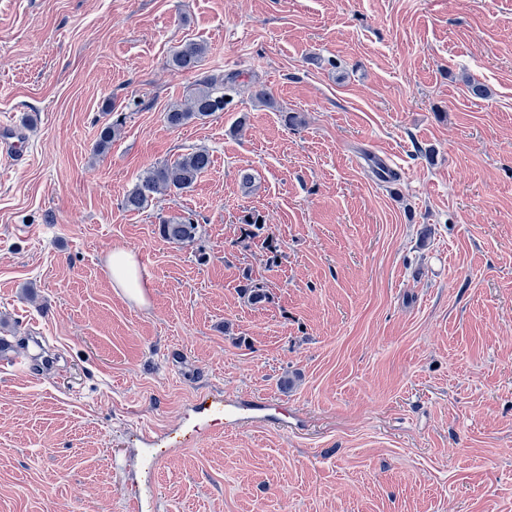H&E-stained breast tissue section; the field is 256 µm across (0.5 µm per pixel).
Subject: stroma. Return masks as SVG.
I'll return each mask as SVG.
<instances>
[{"label": "stroma", "instance_id": "35a3bbf8", "mask_svg": "<svg viewBox=\"0 0 512 512\" xmlns=\"http://www.w3.org/2000/svg\"><path fill=\"white\" fill-rule=\"evenodd\" d=\"M189 41L235 88L173 129ZM1 124L25 154L0 161V339L59 365H0V512H129L133 435L212 390L290 427L212 425L155 475L159 512H512V0H0ZM195 149L193 188L123 208ZM187 213L191 246L159 236ZM109 268L114 288H120L133 298L142 301V275L135 255L123 249L114 250L109 258ZM272 403L266 398H253L240 400L237 402L236 407L243 410L248 416L243 418L250 420L251 422H268L273 419V416L268 414Z\"/></svg>", "mask_w": 512, "mask_h": 512}]
</instances>
